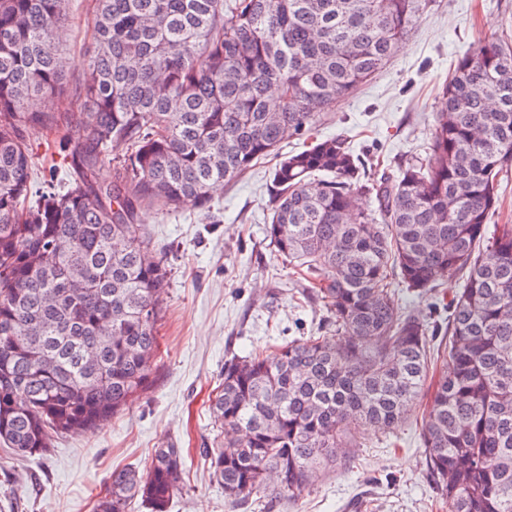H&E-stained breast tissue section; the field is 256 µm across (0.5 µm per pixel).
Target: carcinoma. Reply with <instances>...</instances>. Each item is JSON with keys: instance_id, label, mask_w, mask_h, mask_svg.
<instances>
[{"instance_id": "carcinoma-1", "label": "carcinoma", "mask_w": 512, "mask_h": 512, "mask_svg": "<svg viewBox=\"0 0 512 512\" xmlns=\"http://www.w3.org/2000/svg\"><path fill=\"white\" fill-rule=\"evenodd\" d=\"M434 0H97L77 111L53 37L69 0H0V446L48 456L154 385L170 269L140 212L207 208L213 190L310 142L271 173L269 245L333 320L224 361L205 449L232 504L273 483L296 499L428 399L427 472L448 512H512V224L489 229L512 172V42L458 57L423 157L372 178L316 125L405 43ZM41 97L49 107L31 111ZM54 137L69 186L34 179L29 131ZM112 165V179L98 171ZM375 207L354 211L358 196ZM461 280L441 326L401 307ZM179 448L112 470L93 512H168Z\"/></svg>"}]
</instances>
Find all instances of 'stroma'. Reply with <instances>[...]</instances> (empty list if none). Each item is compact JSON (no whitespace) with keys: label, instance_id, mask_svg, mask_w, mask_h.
Returning a JSON list of instances; mask_svg holds the SVG:
<instances>
[{"label":"stroma","instance_id":"stroma-1","mask_svg":"<svg viewBox=\"0 0 512 512\" xmlns=\"http://www.w3.org/2000/svg\"><path fill=\"white\" fill-rule=\"evenodd\" d=\"M93 10L94 0H72L56 31L70 86L85 78L94 50ZM499 37L512 39V0H435L394 58L325 113L318 135L344 136L357 154L396 173L425 153L457 58ZM272 166L265 159L225 184L213 207L143 212L171 268L153 389L100 429L58 440L49 456L18 461L0 447V512H93L113 469L145 467L154 449L171 446L183 449L186 468L169 512H240L225 501L201 454L216 440L209 404L224 361L310 335L329 321L320 303L300 298L301 282L265 237ZM458 288L447 278L435 296L398 297L415 315L442 323ZM425 409L422 402L411 408L393 434L359 431L350 465L318 470L293 501L255 493L250 512H440L420 438Z\"/></svg>","mask_w":512,"mask_h":512}]
</instances>
